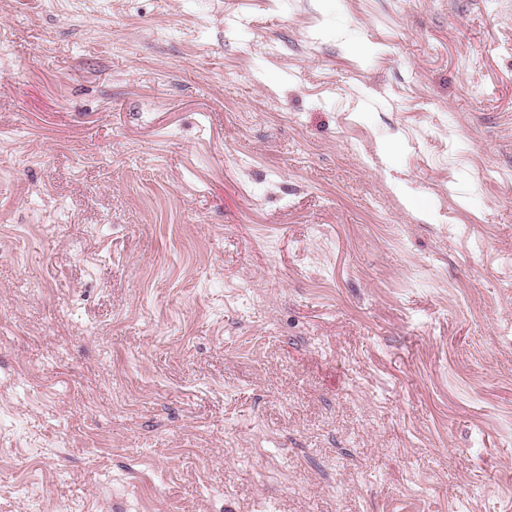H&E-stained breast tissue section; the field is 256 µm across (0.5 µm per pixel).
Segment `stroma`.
Returning <instances> with one entry per match:
<instances>
[{
    "label": "stroma",
    "instance_id": "1",
    "mask_svg": "<svg viewBox=\"0 0 512 512\" xmlns=\"http://www.w3.org/2000/svg\"><path fill=\"white\" fill-rule=\"evenodd\" d=\"M0 512H512V0H0Z\"/></svg>",
    "mask_w": 512,
    "mask_h": 512
}]
</instances>
